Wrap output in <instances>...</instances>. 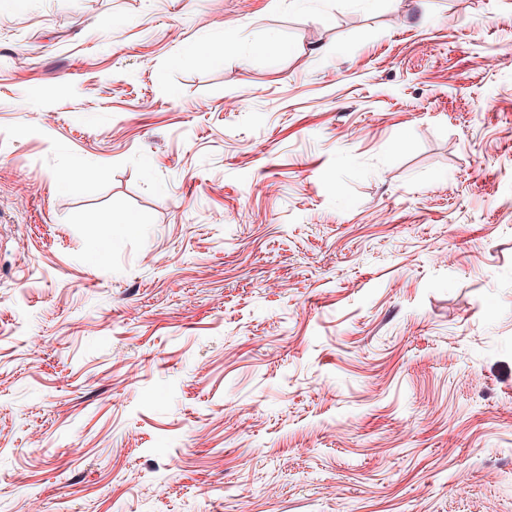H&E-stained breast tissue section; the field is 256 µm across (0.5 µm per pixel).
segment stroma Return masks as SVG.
<instances>
[{
    "label": "stroma",
    "mask_w": 512,
    "mask_h": 512,
    "mask_svg": "<svg viewBox=\"0 0 512 512\" xmlns=\"http://www.w3.org/2000/svg\"><path fill=\"white\" fill-rule=\"evenodd\" d=\"M0 512H512V0H0Z\"/></svg>",
    "instance_id": "obj_1"
}]
</instances>
